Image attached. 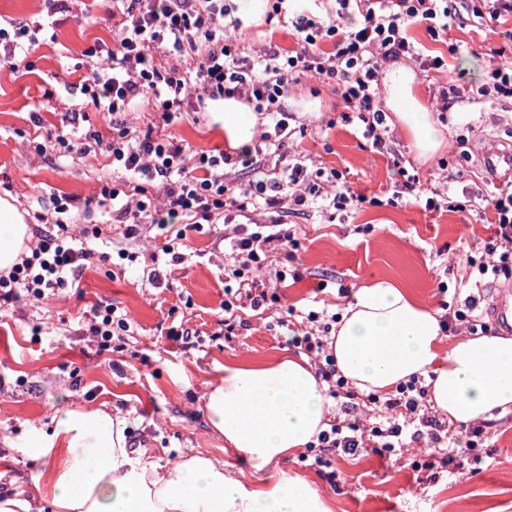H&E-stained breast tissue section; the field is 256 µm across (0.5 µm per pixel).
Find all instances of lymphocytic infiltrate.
<instances>
[{
  "label": "lymphocytic infiltrate",
  "mask_w": 512,
  "mask_h": 512,
  "mask_svg": "<svg viewBox=\"0 0 512 512\" xmlns=\"http://www.w3.org/2000/svg\"><path fill=\"white\" fill-rule=\"evenodd\" d=\"M291 2L272 0L270 14L291 19L299 49L267 51L262 67L257 68L243 46L224 35V21L232 12L224 0H112L117 37L112 44L98 43L85 50L91 66L78 83L86 108L112 115V136L106 140L91 129L78 139L49 137L37 144L38 154L63 152L84 157L100 145L113 169L135 182L137 176H145V184L136 182L130 195L102 186L97 205L117 224H155L163 229L168 219L183 218L184 227L158 244L152 255L157 263L167 257L182 261L180 248L187 230L215 223L228 206L244 213L261 206L298 212L321 200L337 209L350 205L355 196L338 184V172L330 174L336 182L331 188L308 174L303 162L287 160L292 85L304 76L334 82L364 136L371 138L374 146L384 147L389 133L381 107L384 63L410 58L424 68L447 71L446 57L424 54L412 42L410 30L424 26L431 41L440 42L460 16L449 0H336V18L326 24L309 9L292 11ZM163 48L181 57V66H163L156 58ZM194 89L208 99L233 98L256 113L275 117L273 131L261 136L265 147L279 158L267 180L257 182L251 190H235L224 183V168L233 163V154L221 151L191 156L182 143L167 134V127L181 119ZM438 97L444 103L512 99V60L492 69L487 81L470 90L467 97L446 89ZM138 99L146 100L159 114L158 122L143 130L119 118ZM481 201L494 213L495 236L485 245L487 261L468 262L463 280L469 289L466 308L444 322L447 331L464 326L469 310L478 305L475 291L485 280L512 273V191H494ZM52 205L56 219L52 226L37 228L40 240L31 255L0 272V303L8 305L22 298L41 302L64 288L79 287L88 265L108 261V253L75 243L71 230L75 197L54 196ZM295 244L293 233L272 225L253 232L237 228L224 264L225 280L236 284L223 303L225 336L245 327L244 309L257 311L277 301V293L260 286L258 274L279 249ZM290 343L314 360L330 398L341 402V417L311 446L316 464L329 468L337 456H353L365 449L382 457H400L405 449L426 442L444 447L445 455L440 462H425V469L452 463L457 469L469 470L481 464L480 450L488 439L483 427H469L463 455L453 456L455 431L428 415L426 391L417 380L401 384L394 394L383 398L374 393L364 395L337 370L333 350L322 337L308 331L292 337Z\"/></svg>",
  "instance_id": "1"
}]
</instances>
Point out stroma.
<instances>
[{
	"label": "stroma",
	"instance_id": "obj_1",
	"mask_svg": "<svg viewBox=\"0 0 512 512\" xmlns=\"http://www.w3.org/2000/svg\"><path fill=\"white\" fill-rule=\"evenodd\" d=\"M46 27L51 39L40 41L14 66L0 65V197L16 199L28 225L51 209V195L85 200L111 180L109 160L99 154L73 158L64 153L38 155L35 141L43 131L61 130L66 113L81 94L72 84L83 75V52L95 40H111L112 16L106 0H97L91 17L80 9L48 14L46 0H0V24ZM512 20L500 25L453 29L468 52L451 59L443 74H425L414 60L401 66L416 73V93L435 106L439 87L468 94L482 84L498 58L497 48L512 46ZM237 40L254 50L294 47L291 24L244 21ZM293 125L307 134L295 143L309 168L336 169L362 203L342 210L321 205L299 213L257 210L252 221L282 220L295 232L298 248L288 263L289 276L279 281L277 266L263 279L277 287L278 304L262 312L245 311L247 322L237 336L214 339L224 299L223 235L232 234L241 217L190 231L181 263L163 267L158 287H149L155 226L108 224L100 210L90 209L79 228H101L105 251L125 248L135 259L118 268L94 264L80 287L59 292L40 304L19 302L0 309V488L31 493L40 462L27 457L21 443L36 429L51 432L52 416L62 407L104 409L121 414L132 447L146 449L158 464L204 451L224 458V442L208 432L201 395L217 382L224 364L271 359L293 353L278 319L295 310L294 327L309 330L303 315L313 309L314 290L325 284L322 300L340 313L362 286L392 280L440 311L463 307L461 279L466 258H480L491 235L490 214L477 210L427 212L408 198L395 197L394 163L412 170L426 187H449L453 199L465 202L482 183L478 153L492 140L512 142V103L488 100L452 107L446 114V144L433 158L420 159L411 141L392 132L386 149L373 148L355 125L342 118L344 104L329 81L302 77L289 99ZM40 110L42 126L29 114ZM174 131L194 149H227L222 132L208 111L191 112ZM117 307L131 317L134 334L123 350H99L80 320L97 303ZM196 331L191 343L166 339L172 323ZM489 446L482 469L461 473L439 464L434 474L418 479L408 459H382L371 453L336 461L340 479L330 483L327 469L301 457L283 464L304 477L329 500L332 512H512V411L485 423Z\"/></svg>",
	"mask_w": 512,
	"mask_h": 512
}]
</instances>
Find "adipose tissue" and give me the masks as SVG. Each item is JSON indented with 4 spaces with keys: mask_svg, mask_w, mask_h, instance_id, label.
Segmentation results:
<instances>
[{
    "mask_svg": "<svg viewBox=\"0 0 512 512\" xmlns=\"http://www.w3.org/2000/svg\"><path fill=\"white\" fill-rule=\"evenodd\" d=\"M387 104L420 157L445 143L444 127L414 92L406 68L386 76ZM211 118L229 146H252L256 116L233 99ZM29 227L0 198V270L27 248ZM441 315L388 280L359 288L332 335L336 367L361 391L389 393L424 377L435 409L456 426L512 411V336H464L441 351ZM210 432L249 472L198 453L163 466L129 448L123 418L103 409L57 410L51 433L32 432L24 453L42 465L32 495H0V512H332L329 501L284 462L316 442L331 412L326 384L307 361L283 354L228 364L201 396Z\"/></svg>",
    "mask_w": 512,
    "mask_h": 512,
    "instance_id": "obj_1",
    "label": "adipose tissue"
}]
</instances>
